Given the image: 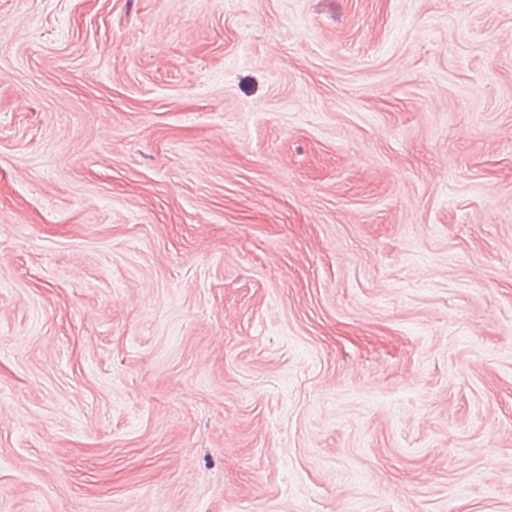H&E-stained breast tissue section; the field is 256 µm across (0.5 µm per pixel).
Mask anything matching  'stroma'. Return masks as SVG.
<instances>
[{
  "mask_svg": "<svg viewBox=\"0 0 512 512\" xmlns=\"http://www.w3.org/2000/svg\"><path fill=\"white\" fill-rule=\"evenodd\" d=\"M0 512H512V0H0Z\"/></svg>",
  "mask_w": 512,
  "mask_h": 512,
  "instance_id": "35a3bbf8",
  "label": "stroma"
}]
</instances>
